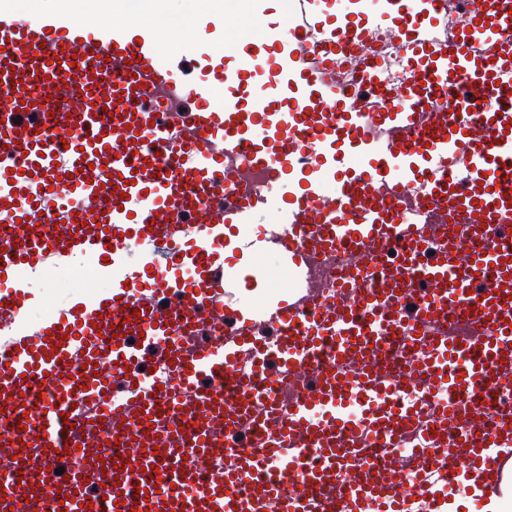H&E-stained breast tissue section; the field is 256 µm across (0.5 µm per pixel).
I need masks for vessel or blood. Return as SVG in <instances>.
Masks as SVG:
<instances>
[{
	"mask_svg": "<svg viewBox=\"0 0 512 512\" xmlns=\"http://www.w3.org/2000/svg\"><path fill=\"white\" fill-rule=\"evenodd\" d=\"M448 16L251 0L182 32L0 0V474L24 512L488 504L512 466V7ZM86 259L110 288H34ZM374 56L380 64L387 81L396 85H402L406 82L409 72L406 60L401 52L377 45ZM69 273V272H68ZM67 272H51L42 279L34 282V288L41 289L48 296L51 303H63L71 293V287H67L69 278Z\"/></svg>",
	"mask_w": 512,
	"mask_h": 512,
	"instance_id": "1",
	"label": "vessel or blood"
}]
</instances>
